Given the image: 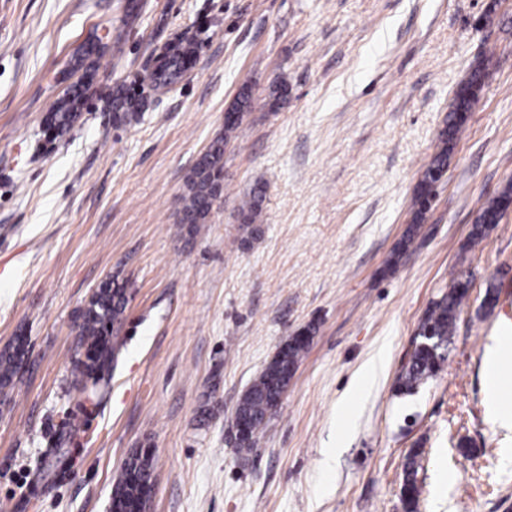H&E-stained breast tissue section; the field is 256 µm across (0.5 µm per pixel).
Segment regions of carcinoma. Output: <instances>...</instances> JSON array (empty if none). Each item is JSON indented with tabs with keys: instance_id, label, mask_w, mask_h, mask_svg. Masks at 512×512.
<instances>
[{
	"instance_id": "carcinoma-1",
	"label": "carcinoma",
	"mask_w": 512,
	"mask_h": 512,
	"mask_svg": "<svg viewBox=\"0 0 512 512\" xmlns=\"http://www.w3.org/2000/svg\"><path fill=\"white\" fill-rule=\"evenodd\" d=\"M101 40L90 41L76 58L75 69L80 71L77 81L57 99L45 118L48 130L55 136L69 134L78 123L84 107L92 97L104 101L115 113L118 123L129 124L144 110L145 101L130 97L120 87L95 88L94 79L99 67ZM195 55V45L190 39L177 36L162 46V58L149 72L156 84L172 78ZM485 61L471 67L466 81L458 87L448 123L441 132L426 171H442L448 168L450 157L463 127L458 118L470 111L475 96L483 85ZM242 118L229 121L224 135L216 137L203 152L187 175L181 198L180 223L199 226L206 223L214 202L223 191L224 141L241 125ZM263 202V190L257 188L245 198L239 207L240 220L249 227L255 223ZM512 203V183L489 201L482 209L470 234L473 244L485 236L487 227L502 218L507 205ZM126 284L116 279L102 283L90 297L80 314L78 348L83 356L75 358L73 389L78 403L102 398L110 388L112 361L121 350L118 332L125 320L127 307ZM468 296L462 280H452L448 292L432 303L420 325L418 337L410 360L399 378L401 391H411L434 377L445 360L448 341L453 336L460 307ZM309 340L292 339L285 343L261 374L244 392L237 404L240 416L247 422V434L237 441V448L247 452L261 438L269 416L276 408V401L293 378L298 363ZM26 354L25 337L18 336L12 346L0 351V391L13 388L20 381V366ZM421 449L410 452L404 467L400 499L404 512H416L420 495L418 470ZM150 483L155 480L153 457L140 451L133 452L126 460L114 481V497L111 512H122L128 499L138 491L136 481Z\"/></svg>"
}]
</instances>
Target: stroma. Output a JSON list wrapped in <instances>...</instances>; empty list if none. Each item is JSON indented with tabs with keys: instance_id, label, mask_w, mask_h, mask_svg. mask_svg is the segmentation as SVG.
Listing matches in <instances>:
<instances>
[{
	"instance_id": "35a3bbf8",
	"label": "stroma",
	"mask_w": 512,
	"mask_h": 512,
	"mask_svg": "<svg viewBox=\"0 0 512 512\" xmlns=\"http://www.w3.org/2000/svg\"><path fill=\"white\" fill-rule=\"evenodd\" d=\"M111 26L123 38L106 45L99 86L146 91L178 34L197 56L136 122L95 99L49 142L64 71ZM481 59L484 87L413 224L414 190ZM245 87L224 192L206 224L179 223L185 178ZM510 182L512 0H0V349L25 336L29 362L0 392V512H110L138 448L154 455L148 512H403L414 448L417 512H512V431L487 415L482 383L488 345L512 344V211L468 242ZM259 186L252 234L238 207ZM457 275L471 288L442 368L400 393L418 326ZM113 276L128 283L123 347L109 393L81 407L78 315ZM309 326L259 446L238 453L240 396ZM421 449L416 448L410 452L404 467L403 480L400 488V499L405 512H416V505L420 495L418 484L419 460Z\"/></svg>"
}]
</instances>
